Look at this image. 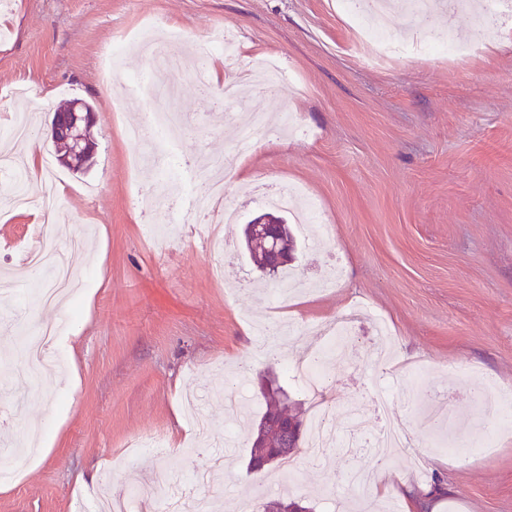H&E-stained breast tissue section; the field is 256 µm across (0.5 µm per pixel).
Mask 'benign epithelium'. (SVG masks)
Here are the masks:
<instances>
[{
	"label": "benign epithelium",
	"instance_id": "benign-epithelium-1",
	"mask_svg": "<svg viewBox=\"0 0 512 512\" xmlns=\"http://www.w3.org/2000/svg\"><path fill=\"white\" fill-rule=\"evenodd\" d=\"M93 124L92 109L81 102L56 113L49 127V137L60 149L61 164L73 170L90 167L95 151L91 136ZM259 236L269 240V251L273 257V261L260 266L261 270L271 271L282 262L294 261L296 243L288 235V226L282 219L265 213L251 220L244 229L245 242Z\"/></svg>",
	"mask_w": 512,
	"mask_h": 512
}]
</instances>
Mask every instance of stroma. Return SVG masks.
<instances>
[{"instance_id": "obj_1", "label": "stroma", "mask_w": 512, "mask_h": 512, "mask_svg": "<svg viewBox=\"0 0 512 512\" xmlns=\"http://www.w3.org/2000/svg\"><path fill=\"white\" fill-rule=\"evenodd\" d=\"M452 29L461 42L477 33L473 14L439 11L417 21L398 15L387 30L411 39ZM181 32L173 47L193 59L224 31L237 39L232 61L214 56L224 82L257 60L275 58L287 81L259 100L271 115L291 113L300 132L270 127L242 156L227 191L238 222L210 221L167 232V214L145 215L138 200L168 192L186 199L204 188L192 172L198 156L234 151L237 122L219 112L190 68L158 74L150 92L102 79V54L126 38L120 71L139 75L151 59L137 44L144 30ZM336 0H12L0 15V131L24 108L34 121L29 143L41 185L63 187L53 236L39 213L0 206V274L17 272L18 297L0 299V438H38L40 451L19 461L0 491V512H91L89 485L103 499L127 497L130 478L153 484L165 475L164 512H184L207 498L211 512H259L279 498L247 470L252 439L237 427L224 443L222 398L243 382L260 416V382L276 381L302 417L315 402L330 406L336 430L358 437L355 416L374 419L375 383L386 382L389 407L411 418L415 456L387 463L356 449H333L319 462L297 456L295 497L316 512H361L350 492L352 466L372 467L428 497L436 512H512V422L477 413L469 382L480 378L512 395V21L463 58L414 57L369 64ZM173 86L183 137L166 162L128 159L127 135L141 113L165 105ZM96 113L89 171L62 166L45 139L55 109L70 100ZM303 187L321 216L319 239L285 218L297 239L295 278L306 291L275 303L281 281L265 277L241 247L242 225L264 212L250 185ZM86 239L70 262L79 279L74 303L44 305L24 275L35 246ZM376 314L392 333V364L378 367L368 319L326 372L317 397L289 373L287 361L315 347L319 324L352 306ZM68 316L54 379L35 385L18 355L17 330L34 335ZM267 325L272 349H255L254 323ZM493 431L491 450L451 456L431 446L474 441ZM161 436L166 452H146Z\"/></svg>"}]
</instances>
